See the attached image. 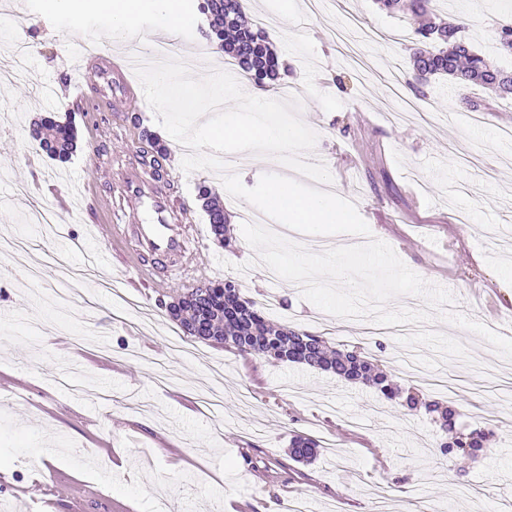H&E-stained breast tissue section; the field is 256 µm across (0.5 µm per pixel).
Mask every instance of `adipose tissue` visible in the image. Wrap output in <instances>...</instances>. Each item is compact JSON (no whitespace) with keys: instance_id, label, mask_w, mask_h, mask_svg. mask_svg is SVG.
<instances>
[{"instance_id":"adipose-tissue-1","label":"adipose tissue","mask_w":512,"mask_h":512,"mask_svg":"<svg viewBox=\"0 0 512 512\" xmlns=\"http://www.w3.org/2000/svg\"><path fill=\"white\" fill-rule=\"evenodd\" d=\"M95 8L107 18L115 37L140 30L145 19L171 34L199 23L197 13L187 8L186 0H95Z\"/></svg>"}]
</instances>
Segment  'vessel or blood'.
I'll list each match as a JSON object with an SVG mask.
<instances>
[{"instance_id":"vessel-or-blood-1","label":"vessel or blood","mask_w":512,"mask_h":512,"mask_svg":"<svg viewBox=\"0 0 512 512\" xmlns=\"http://www.w3.org/2000/svg\"><path fill=\"white\" fill-rule=\"evenodd\" d=\"M84 65L95 66L98 77L114 79L120 99H134L143 94L142 87L129 79L132 69L130 56L113 55L100 41L80 45ZM126 214L137 224L141 251L129 252L125 248V231L121 223L113 222L107 210H100L93 222L97 241L109 244V259L122 266L127 282L133 288H164L166 281L147 266L145 255L162 258L180 251L184 237L180 218L168 204L165 183L145 185L136 169H129L125 176Z\"/></svg>"}]
</instances>
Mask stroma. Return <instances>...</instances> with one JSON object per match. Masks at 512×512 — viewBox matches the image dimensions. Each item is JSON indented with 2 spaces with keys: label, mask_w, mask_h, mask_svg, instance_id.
Here are the masks:
<instances>
[{
  "label": "stroma",
  "mask_w": 512,
  "mask_h": 512,
  "mask_svg": "<svg viewBox=\"0 0 512 512\" xmlns=\"http://www.w3.org/2000/svg\"><path fill=\"white\" fill-rule=\"evenodd\" d=\"M249 22L266 19L273 50L301 88L299 115L316 132L310 153L332 175L328 189L353 202L372 236L387 243L426 282L449 290L453 308L488 324L512 315V100L480 87L478 110L463 105L444 78L416 79L409 17L374 0H296L279 18L272 0H241ZM442 18L463 22L475 51L512 73V54L498 30L512 20L497 0H437ZM81 34L60 40L57 24L33 6L0 0V74L9 71L19 36L34 45L25 78L0 88V240L21 239L28 259L0 249V376L16 383L15 404L0 403V507L28 512L50 502L54 512H286L304 499L307 512H506L512 505V360L474 333L433 317L424 326L386 335L370 321L351 323L308 301L290 281L270 279L240 225L233 250L211 241L196 199L205 183L226 190L217 173L185 172L179 142L165 164L175 206H187L185 252L162 276L181 288L195 267L211 278L245 272L241 291L274 292L287 307L279 323L320 334L328 345L358 344L401 387L451 402L469 428L492 429L475 459L442 456L443 433L424 411L380 401L361 384L305 366L245 355L185 337L160 315L157 294L126 290L122 269L104 276L141 303L103 292L94 276L64 277L91 251L84 227L96 196L124 205L122 174L134 134L110 103L95 72L73 75L70 55ZM177 59L233 69L231 59L188 30L175 38ZM87 93L104 118L105 136L78 126L68 162L49 159L28 135L44 111ZM480 126L471 123L472 113ZM112 171L99 178L100 165ZM65 207L66 223L27 224L29 202ZM469 215L457 223V212ZM447 387H438V380ZM319 441V455L295 461L294 433Z\"/></svg>",
  "instance_id": "1"
}]
</instances>
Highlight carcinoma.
I'll return each mask as SVG.
<instances>
[{
    "label": "carcinoma",
    "mask_w": 512,
    "mask_h": 512,
    "mask_svg": "<svg viewBox=\"0 0 512 512\" xmlns=\"http://www.w3.org/2000/svg\"><path fill=\"white\" fill-rule=\"evenodd\" d=\"M379 7L390 12H401L416 20L427 18L415 29L417 41L412 48L410 63L419 77L448 76L461 89L480 86L499 97L512 95V74L492 65L485 57L473 51L462 36L461 23L436 21L434 0H376ZM198 9L210 16V29L202 36L217 44L224 55L238 66L244 79L258 87L265 81L277 79L281 63L271 49L263 30L245 26L241 22L240 0H199ZM86 114L76 108L67 109L61 121L54 112H48L29 129L30 137L53 159L64 163L77 148L76 118ZM125 121L137 132V155L140 164L163 167L169 149L160 137L144 126L140 117L132 113ZM197 200L208 217L213 242L229 247L232 236L226 225L224 203L211 187L198 188ZM237 281L226 277L210 281L208 288H185L177 292H163L156 298V307L176 321L183 331L198 323L202 327L201 340L233 347L246 354L271 358L279 362L304 364L329 371L340 378L361 382L377 391L386 402L412 411L424 408L436 415L440 429L448 434V441L440 444L444 456L462 455L476 458L486 451V434L479 430L463 433L457 429L459 413L455 408L437 399L422 400L410 388L402 390L391 381L376 359L361 347L330 349L323 337L304 329L277 325L266 317L257 301L244 297ZM291 455L298 461L316 456L318 443L302 434L290 441Z\"/></svg>",
    "instance_id": "carcinoma-1"
}]
</instances>
